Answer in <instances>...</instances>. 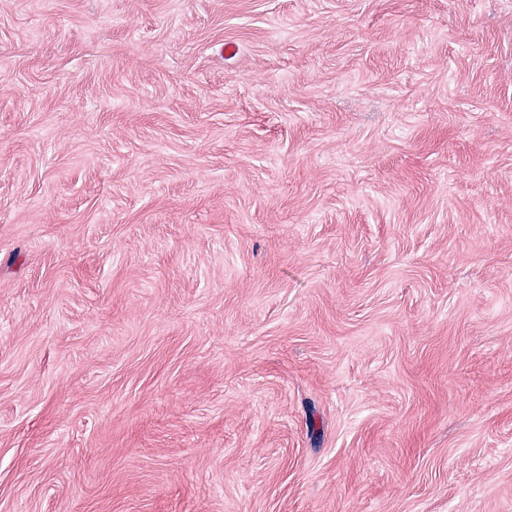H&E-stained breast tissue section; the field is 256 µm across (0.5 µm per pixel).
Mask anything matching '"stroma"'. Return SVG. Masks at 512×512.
<instances>
[{
    "mask_svg": "<svg viewBox=\"0 0 512 512\" xmlns=\"http://www.w3.org/2000/svg\"><path fill=\"white\" fill-rule=\"evenodd\" d=\"M0 512H512V0H0Z\"/></svg>",
    "mask_w": 512,
    "mask_h": 512,
    "instance_id": "obj_1",
    "label": "stroma"
}]
</instances>
